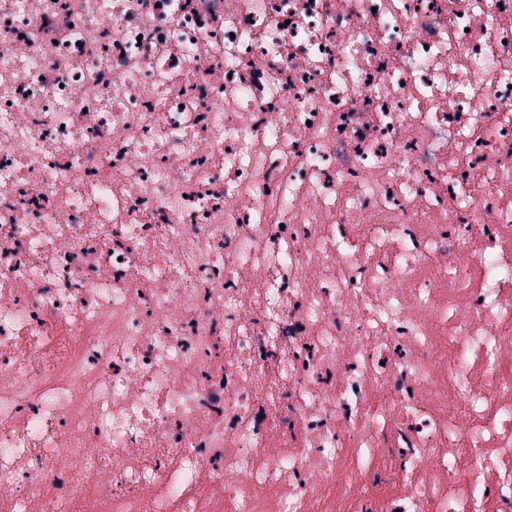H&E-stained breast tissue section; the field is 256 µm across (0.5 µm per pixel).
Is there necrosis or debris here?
Instances as JSON below:
<instances>
[{
	"instance_id": "necrosis-or-debris-1",
	"label": "necrosis or debris",
	"mask_w": 512,
	"mask_h": 512,
	"mask_svg": "<svg viewBox=\"0 0 512 512\" xmlns=\"http://www.w3.org/2000/svg\"><path fill=\"white\" fill-rule=\"evenodd\" d=\"M512 0H0V512H512Z\"/></svg>"
}]
</instances>
